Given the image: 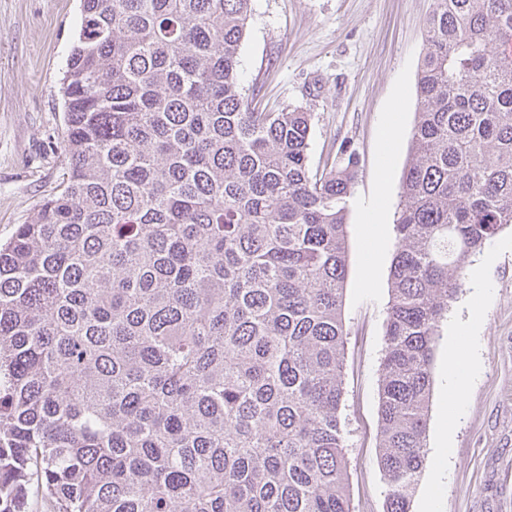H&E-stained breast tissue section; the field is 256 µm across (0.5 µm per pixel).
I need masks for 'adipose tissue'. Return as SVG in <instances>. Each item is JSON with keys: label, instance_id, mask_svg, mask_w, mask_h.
<instances>
[{"label": "adipose tissue", "instance_id": "adipose-tissue-1", "mask_svg": "<svg viewBox=\"0 0 512 512\" xmlns=\"http://www.w3.org/2000/svg\"><path fill=\"white\" fill-rule=\"evenodd\" d=\"M482 323V309L472 306L468 319L454 325L448 343V359L444 383L443 422L434 456L435 471H444L448 459L454 453V421L462 408L465 393L477 366V355L472 338Z\"/></svg>", "mask_w": 512, "mask_h": 512}]
</instances>
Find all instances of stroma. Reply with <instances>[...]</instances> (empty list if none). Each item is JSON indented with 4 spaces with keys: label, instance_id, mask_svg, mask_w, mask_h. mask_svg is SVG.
I'll return each instance as SVG.
<instances>
[{
    "label": "stroma",
    "instance_id": "obj_1",
    "mask_svg": "<svg viewBox=\"0 0 512 512\" xmlns=\"http://www.w3.org/2000/svg\"><path fill=\"white\" fill-rule=\"evenodd\" d=\"M433 0H252L242 42L239 80L260 110L300 106L312 112L310 161H358L349 201L348 272L342 315L349 332L343 362L340 415L346 432L347 483L352 512H385L386 480L379 465L378 386L390 299L394 238H387L375 285L362 279L369 249L361 216L378 199L387 170L386 220L394 222L417 108V73ZM81 24L80 0H0V242L26 223L54 188L66 163L62 82ZM399 112H392L393 102ZM396 124L390 165L381 135ZM477 255L486 290L463 287L449 323L468 318L481 301L475 338L478 368L456 422L455 453L436 501L423 470L411 512H512V226ZM447 340L432 364L426 443L435 447L442 424Z\"/></svg>",
    "mask_w": 512,
    "mask_h": 512
}]
</instances>
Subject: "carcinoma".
Here are the masks:
<instances>
[{"mask_svg":"<svg viewBox=\"0 0 512 512\" xmlns=\"http://www.w3.org/2000/svg\"><path fill=\"white\" fill-rule=\"evenodd\" d=\"M252 0H81L69 159L0 243V512H351L339 411L348 198L313 113L260 112ZM379 378L411 512L466 261L512 226V0H434Z\"/></svg>","mask_w":512,"mask_h":512,"instance_id":"obj_1","label":"carcinoma"}]
</instances>
